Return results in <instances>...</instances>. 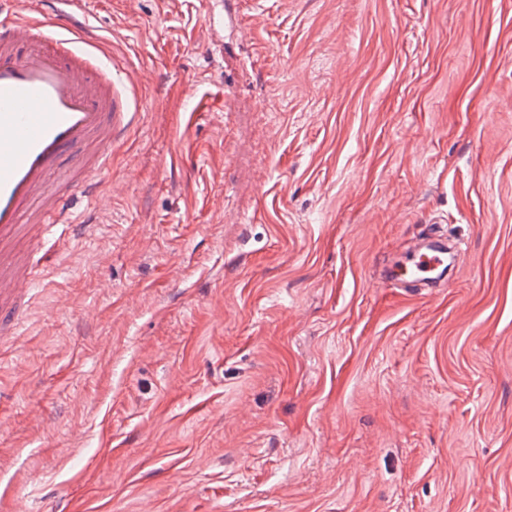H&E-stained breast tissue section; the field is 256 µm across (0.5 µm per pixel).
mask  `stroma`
Segmentation results:
<instances>
[{
	"instance_id": "35a3bbf8",
	"label": "stroma",
	"mask_w": 512,
	"mask_h": 512,
	"mask_svg": "<svg viewBox=\"0 0 512 512\" xmlns=\"http://www.w3.org/2000/svg\"><path fill=\"white\" fill-rule=\"evenodd\" d=\"M85 9L146 112L0 335V512H512V0ZM444 239L446 237L443 235L429 239L419 247L402 254L388 271L389 274L385 275L386 278L396 279L397 272L400 271L409 276L415 285L446 288L451 281L449 270L454 255Z\"/></svg>"
}]
</instances>
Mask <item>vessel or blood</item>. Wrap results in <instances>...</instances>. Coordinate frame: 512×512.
I'll list each match as a JSON object with an SVG mask.
<instances>
[{
  "instance_id": "1",
  "label": "vessel or blood",
  "mask_w": 512,
  "mask_h": 512,
  "mask_svg": "<svg viewBox=\"0 0 512 512\" xmlns=\"http://www.w3.org/2000/svg\"><path fill=\"white\" fill-rule=\"evenodd\" d=\"M33 2L0 33V324L24 314L36 286L37 257L3 263L16 239L75 231L72 209L96 198L82 165L71 181L52 185L62 150L94 146L91 167L106 168L144 110L126 64L102 51L88 27L82 0ZM453 260L444 238L430 239L396 259L388 277L444 288Z\"/></svg>"
}]
</instances>
